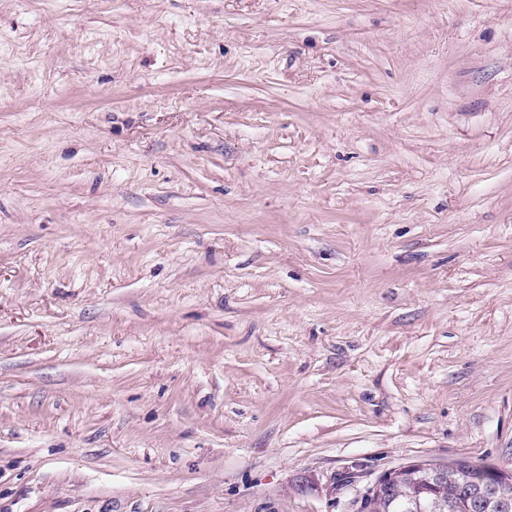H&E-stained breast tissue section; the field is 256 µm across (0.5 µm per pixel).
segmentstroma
I'll return each mask as SVG.
<instances>
[{
    "mask_svg": "<svg viewBox=\"0 0 512 512\" xmlns=\"http://www.w3.org/2000/svg\"><path fill=\"white\" fill-rule=\"evenodd\" d=\"M421 459L512 469V0H5L0 512Z\"/></svg>",
    "mask_w": 512,
    "mask_h": 512,
    "instance_id": "obj_1",
    "label": "stroma"
}]
</instances>
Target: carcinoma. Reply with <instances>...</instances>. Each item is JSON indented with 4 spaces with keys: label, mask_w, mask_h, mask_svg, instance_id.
Returning a JSON list of instances; mask_svg holds the SVG:
<instances>
[{
    "label": "carcinoma",
    "mask_w": 512,
    "mask_h": 512,
    "mask_svg": "<svg viewBox=\"0 0 512 512\" xmlns=\"http://www.w3.org/2000/svg\"><path fill=\"white\" fill-rule=\"evenodd\" d=\"M502 483L512 492L511 473L459 460L454 472L446 476L421 480L415 475L385 486L375 512H480L472 508L467 488L485 491Z\"/></svg>",
    "instance_id": "obj_1"
}]
</instances>
